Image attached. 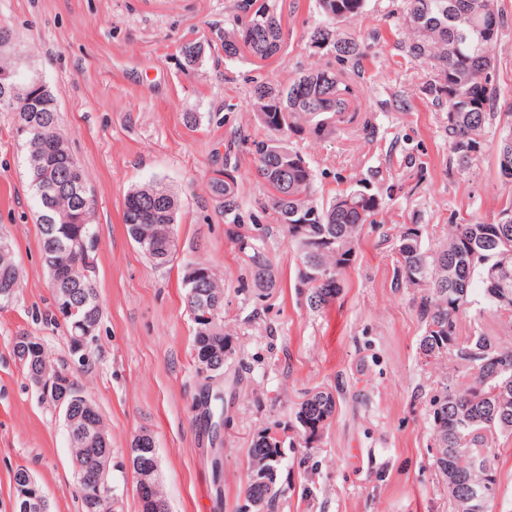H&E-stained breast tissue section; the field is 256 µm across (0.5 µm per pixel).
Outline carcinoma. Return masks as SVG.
Masks as SVG:
<instances>
[{"label": "carcinoma", "mask_w": 512, "mask_h": 512, "mask_svg": "<svg viewBox=\"0 0 512 512\" xmlns=\"http://www.w3.org/2000/svg\"><path fill=\"white\" fill-rule=\"evenodd\" d=\"M322 23L310 32L312 47L329 51L337 61L355 72L363 58L360 45L344 36L341 25L362 13L366 0H316ZM401 28L409 55L430 64L433 79L424 86L425 95L445 103L448 123L444 132L452 162L467 168L487 137H492L498 167L503 177L512 180V102L500 101L493 84L494 52L504 25L498 0H402ZM497 19L495 33L484 36L490 17ZM283 44L282 15L276 0H239L231 27L224 30V56L234 59L248 55L264 62L277 55ZM13 74L10 94L0 97V109L19 112L30 100L42 103V111L52 120L26 130L15 128L16 136L28 151V174L38 220L42 261L53 258L71 261L69 248L74 237L95 235L93 191L79 162L73 170L56 169V183L46 181L51 162L49 141L65 137L56 100L49 89L37 85L35 77L20 76L8 57L0 60V74ZM351 84L344 72L328 65H312L282 86L263 81L253 90V111L270 136L256 145L253 175L266 189L268 205L276 214L288 238L295 263L300 295L311 311H320L336 300L346 288L348 270L358 255L360 234L381 211L375 194L362 189H346L328 200L318 197L317 178L301 151L288 145L289 135L325 138L353 122L350 114ZM212 190L223 197L224 223L238 253L248 268L258 296L265 297L278 287L268 256L265 239L241 231L242 202L239 195L237 165L231 152L224 153V178L211 180ZM177 204L162 183L153 181L127 194L122 221L143 254L158 266L169 264L177 250L175 233ZM512 213L508 195L492 221L470 213L461 222L448 225L443 243L434 249L425 245L422 234L407 233L408 225H397L392 238L394 276L398 287L417 290V311L424 324L419 349L426 358L446 356L455 375L443 379L430 401V420L434 444L447 452L442 476L455 471L456 494L450 497L454 512H467L463 499L471 488L486 483L492 495L499 491L494 464L497 442L512 436V348L504 347L499 337L483 330L469 336L458 332V320L475 297H480L486 313L512 314V259L501 268L502 253H512V222L503 223V214ZM304 225V234L295 233ZM323 271L335 274L334 283H316L313 275ZM85 269L70 283L73 302L100 324L102 308L92 278ZM20 270L11 243L0 242V308L10 304L20 285ZM182 287L190 313L203 311L210 320L193 319L191 356L193 364L219 365L233 352L231 337L224 331V281L203 261L184 266ZM12 353L30 378L45 375L65 380V370L55 366L43 341L33 336ZM337 409L335 394L325 387L305 391L295 415L298 445L310 447L322 437ZM75 461L74 478L81 512H117L118 494L112 481L100 492L90 490L82 475L104 464L105 449L111 447L107 427L95 404L80 399L66 421ZM281 428L274 422L253 437L248 452L247 481L243 499H260L265 512H279L284 493L281 481L284 448L268 436ZM268 469L267 481L254 474Z\"/></svg>", "instance_id": "cac0c4a2"}]
</instances>
